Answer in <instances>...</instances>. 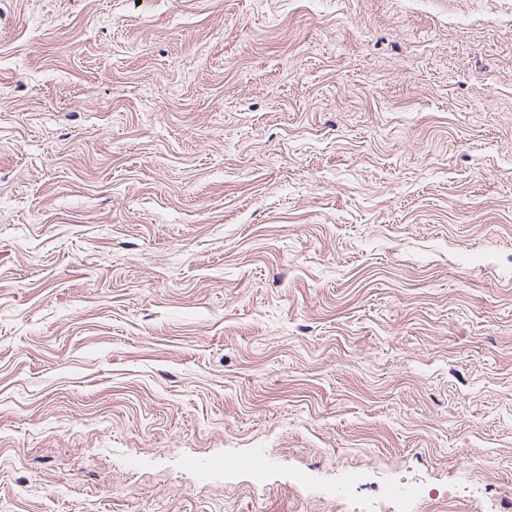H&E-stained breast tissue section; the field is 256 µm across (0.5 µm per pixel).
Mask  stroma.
<instances>
[{
	"label": "stroma",
	"mask_w": 512,
	"mask_h": 512,
	"mask_svg": "<svg viewBox=\"0 0 512 512\" xmlns=\"http://www.w3.org/2000/svg\"><path fill=\"white\" fill-rule=\"evenodd\" d=\"M0 512H512V0H0Z\"/></svg>",
	"instance_id": "1"
}]
</instances>
